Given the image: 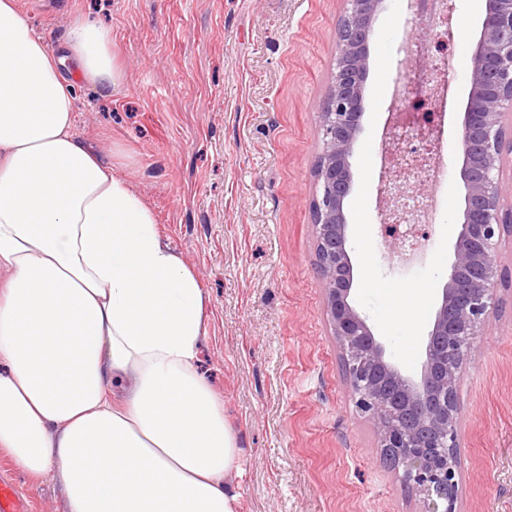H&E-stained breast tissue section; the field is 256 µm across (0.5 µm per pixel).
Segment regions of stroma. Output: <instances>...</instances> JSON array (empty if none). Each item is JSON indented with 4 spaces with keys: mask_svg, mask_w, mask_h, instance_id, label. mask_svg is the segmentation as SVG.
I'll return each instance as SVG.
<instances>
[{
    "mask_svg": "<svg viewBox=\"0 0 512 512\" xmlns=\"http://www.w3.org/2000/svg\"><path fill=\"white\" fill-rule=\"evenodd\" d=\"M54 48L79 17L112 30L117 89L81 85L77 131L154 210L209 297L198 371L224 402L242 450L238 512H422L383 459L350 397L324 314L311 202L320 110L336 67L343 0H20ZM485 0H448V96L418 87L433 44L395 52L372 153L389 111L445 102L446 195L469 92L467 63ZM478 352L460 376V512H512V234ZM28 512H66L61 487L0 459Z\"/></svg>",
    "mask_w": 512,
    "mask_h": 512,
    "instance_id": "stroma-1",
    "label": "stroma"
}]
</instances>
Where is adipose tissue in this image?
I'll return each instance as SVG.
<instances>
[{
	"instance_id": "ef3b65f1",
	"label": "adipose tissue",
	"mask_w": 512,
	"mask_h": 512,
	"mask_svg": "<svg viewBox=\"0 0 512 512\" xmlns=\"http://www.w3.org/2000/svg\"><path fill=\"white\" fill-rule=\"evenodd\" d=\"M119 80L110 28L55 49L0 0V457L67 512H238L201 281L76 135L77 82Z\"/></svg>"
}]
</instances>
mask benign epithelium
I'll return each mask as SVG.
<instances>
[{"label":"benign epithelium","instance_id":"7a95c632","mask_svg":"<svg viewBox=\"0 0 512 512\" xmlns=\"http://www.w3.org/2000/svg\"><path fill=\"white\" fill-rule=\"evenodd\" d=\"M344 2L313 170L312 227L324 313L341 351L351 397L373 419L380 447L402 470L404 484L422 498V512H459L460 372L496 308L495 284L502 279L497 245L512 227V208L503 206L501 178L505 156H512V0H486L473 42L460 131V176L466 190L462 221L418 377L387 354L351 299L354 269L347 209L352 158L365 111L369 44L384 0ZM413 124L411 114H393L384 136L378 185L386 205L384 234L402 248L417 226L401 233L392 220L404 219L409 203L426 187L423 164L407 163L406 155L416 152L413 140L396 133Z\"/></svg>","mask_w":512,"mask_h":512}]
</instances>
